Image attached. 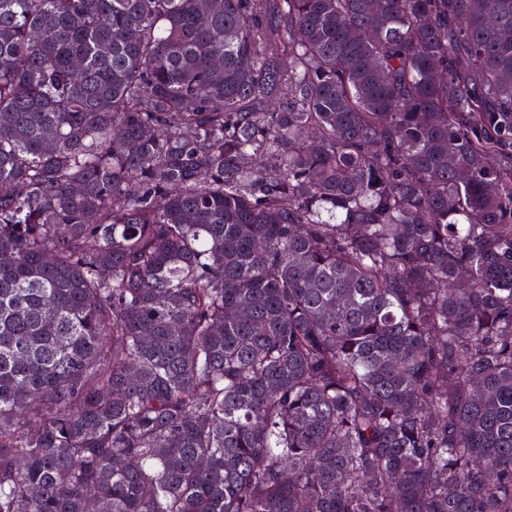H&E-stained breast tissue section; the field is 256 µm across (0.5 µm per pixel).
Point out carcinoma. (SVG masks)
<instances>
[{"mask_svg": "<svg viewBox=\"0 0 512 512\" xmlns=\"http://www.w3.org/2000/svg\"><path fill=\"white\" fill-rule=\"evenodd\" d=\"M0 512H512V0H0Z\"/></svg>", "mask_w": 512, "mask_h": 512, "instance_id": "1", "label": "carcinoma"}]
</instances>
